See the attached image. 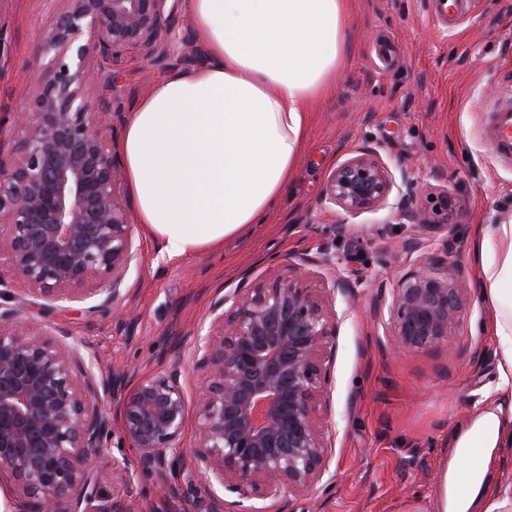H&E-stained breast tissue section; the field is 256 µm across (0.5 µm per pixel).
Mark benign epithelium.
I'll return each mask as SVG.
<instances>
[{
  "label": "benign epithelium",
  "instance_id": "obj_1",
  "mask_svg": "<svg viewBox=\"0 0 512 512\" xmlns=\"http://www.w3.org/2000/svg\"><path fill=\"white\" fill-rule=\"evenodd\" d=\"M65 2L43 38L50 78L24 114L29 132L11 164L0 160V223L9 226L0 286L7 274L33 296L59 301L98 282L115 300L135 259L133 225L106 137L112 112L90 93L95 81L120 76L126 50L158 51L161 24L181 0ZM413 193L412 180L396 183L379 149L364 145L332 170L325 200L349 217L388 207L403 224H453L451 195L429 211L410 205ZM318 264L307 256L271 264L215 302L189 353L199 380L189 450L178 445L188 402L177 369L132 386L100 377L84 344L19 330L10 325L14 309L0 306V467L12 478L10 493L28 512H122L101 503L93 467L110 432L102 410L108 399L141 470L165 492L172 455L190 456L194 468L237 495L215 500V512H242V500L257 494L313 490L326 472L321 408L330 374L325 349L335 336L332 309L306 285L308 267ZM465 292L459 277L424 266L401 275L385 303L397 350L446 339Z\"/></svg>",
  "mask_w": 512,
  "mask_h": 512
}]
</instances>
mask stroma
<instances>
[{
	"instance_id": "obj_1",
	"label": "stroma",
	"mask_w": 512,
	"mask_h": 512,
	"mask_svg": "<svg viewBox=\"0 0 512 512\" xmlns=\"http://www.w3.org/2000/svg\"><path fill=\"white\" fill-rule=\"evenodd\" d=\"M470 17L447 30L429 0H350L347 42L336 86L316 104L307 147L278 204L251 234L219 249L172 256L133 227L135 260L122 294L85 290L78 302L31 304L23 283L9 285L20 328H40L89 346L95 373L132 381L181 363L187 397L195 395L184 363L205 333L214 300L243 274L262 276L270 259L326 258L351 283L336 293V334L326 410L331 448L321 483L300 497L280 495L282 512H436L435 490L448 461L449 432L496 382L491 341L472 327L486 315L470 261L474 225L512 214V162L494 158L482 138L483 107L512 90V0H473ZM64 0H0V145L27 128L16 115L49 77L41 44ZM173 51L146 57L133 49L121 77L98 84L120 140L128 112L175 71L208 62L189 10L171 25ZM378 145L394 176L415 183L413 202L432 207L440 193L457 202L449 228L399 224L389 209L349 218L325 199L331 170L365 143ZM430 243L434 267L459 275L467 299L448 341L393 352L388 314L375 306L393 278L418 264L410 239ZM138 470L139 453L113 426L97 462L105 494L123 512H211L224 497L189 465L168 473L173 495L140 472L124 486L112 480L113 458Z\"/></svg>"
}]
</instances>
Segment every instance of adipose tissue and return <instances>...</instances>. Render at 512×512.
<instances>
[{
  "mask_svg": "<svg viewBox=\"0 0 512 512\" xmlns=\"http://www.w3.org/2000/svg\"><path fill=\"white\" fill-rule=\"evenodd\" d=\"M210 62L167 75L126 116L119 152L135 219L169 255L242 236L304 153L312 103L336 82L347 0H187ZM498 383L448 436L439 512H512V220L471 243Z\"/></svg>",
  "mask_w": 512,
  "mask_h": 512,
  "instance_id": "ef3b65f1",
  "label": "adipose tissue"
}]
</instances>
